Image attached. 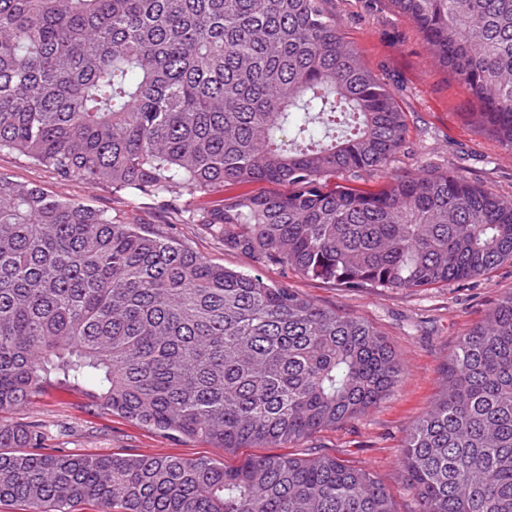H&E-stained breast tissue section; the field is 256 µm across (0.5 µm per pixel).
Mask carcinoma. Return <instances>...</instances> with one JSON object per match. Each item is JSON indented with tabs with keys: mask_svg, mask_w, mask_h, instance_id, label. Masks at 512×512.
I'll return each mask as SVG.
<instances>
[{
	"mask_svg": "<svg viewBox=\"0 0 512 512\" xmlns=\"http://www.w3.org/2000/svg\"><path fill=\"white\" fill-rule=\"evenodd\" d=\"M327 0H0V150L62 181L163 196L224 250L340 288L420 290L512 259V201L448 170L394 173L393 95ZM512 152V0H390ZM288 193L226 196L228 184ZM404 367L368 323L215 265L123 217L0 176V416L48 387L233 453L354 420ZM0 419V503L29 512H396L326 453L42 452ZM416 512H512V290L459 341L401 458ZM225 195H231L241 192H249L252 194H267V193H288V184H273L267 182H253L225 188Z\"/></svg>",
	"mask_w": 512,
	"mask_h": 512,
	"instance_id": "carcinoma-1",
	"label": "carcinoma"
}]
</instances>
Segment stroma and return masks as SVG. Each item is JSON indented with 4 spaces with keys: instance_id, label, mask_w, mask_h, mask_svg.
I'll return each instance as SVG.
<instances>
[{
    "instance_id": "obj_1",
    "label": "stroma",
    "mask_w": 512,
    "mask_h": 512,
    "mask_svg": "<svg viewBox=\"0 0 512 512\" xmlns=\"http://www.w3.org/2000/svg\"><path fill=\"white\" fill-rule=\"evenodd\" d=\"M327 8L363 64L393 92L404 114L406 148L391 163L390 172H415L426 166L458 171L497 197L512 200V153L470 123L471 96L435 63L416 25L389 0H329ZM0 175L124 216L149 234L176 239L209 262L287 285L317 304L371 324L404 364L398 387L361 417L301 441L292 451L319 450L365 467L389 488L396 512H415V498L399 465L403 440L440 391L442 369L459 340L488 317L502 292L512 289L511 260L488 275L441 288L341 289L226 251L223 242L196 225L178 223L163 199L134 200L113 194L106 184L64 182L8 150L0 151ZM8 419L39 424L44 447L69 453L176 455L230 463L251 454L241 448L228 455L200 439L171 437L100 411L82 393L59 388L46 390L34 405Z\"/></svg>"
}]
</instances>
